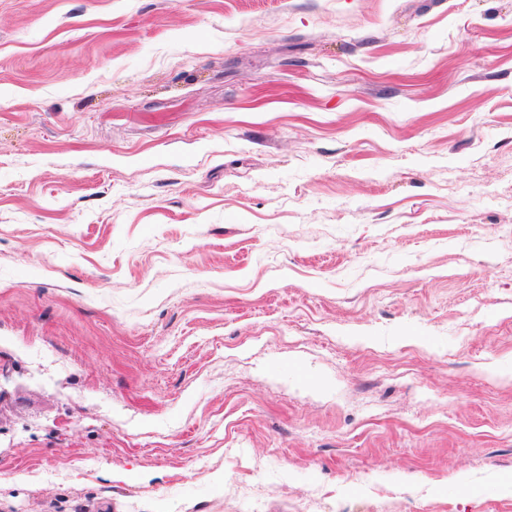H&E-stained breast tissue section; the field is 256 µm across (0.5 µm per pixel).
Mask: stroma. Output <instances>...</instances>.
Listing matches in <instances>:
<instances>
[{"instance_id": "1", "label": "stroma", "mask_w": 512, "mask_h": 512, "mask_svg": "<svg viewBox=\"0 0 512 512\" xmlns=\"http://www.w3.org/2000/svg\"><path fill=\"white\" fill-rule=\"evenodd\" d=\"M510 472L512 0H0V512Z\"/></svg>"}]
</instances>
